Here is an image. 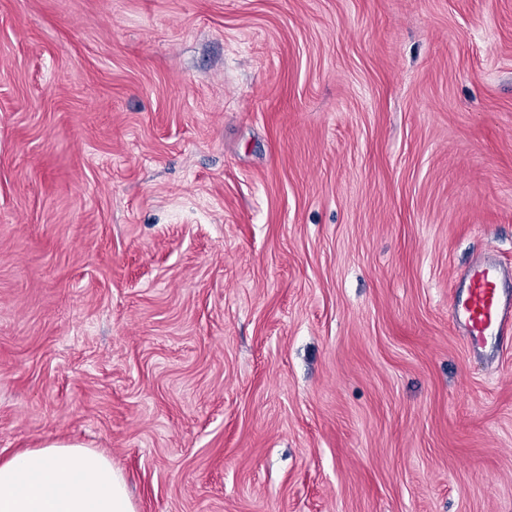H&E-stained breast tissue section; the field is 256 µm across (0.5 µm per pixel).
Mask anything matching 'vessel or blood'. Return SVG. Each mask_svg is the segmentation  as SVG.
<instances>
[{"label": "vessel or blood", "instance_id": "obj_1", "mask_svg": "<svg viewBox=\"0 0 512 512\" xmlns=\"http://www.w3.org/2000/svg\"><path fill=\"white\" fill-rule=\"evenodd\" d=\"M452 315L475 355L512 340V269L493 253L479 256L460 281Z\"/></svg>", "mask_w": 512, "mask_h": 512}]
</instances>
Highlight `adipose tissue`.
Returning <instances> with one entry per match:
<instances>
[{
	"label": "adipose tissue",
	"instance_id": "adipose-tissue-1",
	"mask_svg": "<svg viewBox=\"0 0 512 512\" xmlns=\"http://www.w3.org/2000/svg\"><path fill=\"white\" fill-rule=\"evenodd\" d=\"M0 512H136L111 460L77 444L50 443L0 461Z\"/></svg>",
	"mask_w": 512,
	"mask_h": 512
}]
</instances>
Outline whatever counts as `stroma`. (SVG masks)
<instances>
[{
  "instance_id": "obj_1",
  "label": "stroma",
  "mask_w": 512,
  "mask_h": 512,
  "mask_svg": "<svg viewBox=\"0 0 512 512\" xmlns=\"http://www.w3.org/2000/svg\"><path fill=\"white\" fill-rule=\"evenodd\" d=\"M512 0H0V459L136 512H512ZM452 315L466 333L473 354L493 355L511 339V269L491 252L479 256L460 281ZM0 512H136L111 460L77 444L49 443L0 461Z\"/></svg>"
}]
</instances>
